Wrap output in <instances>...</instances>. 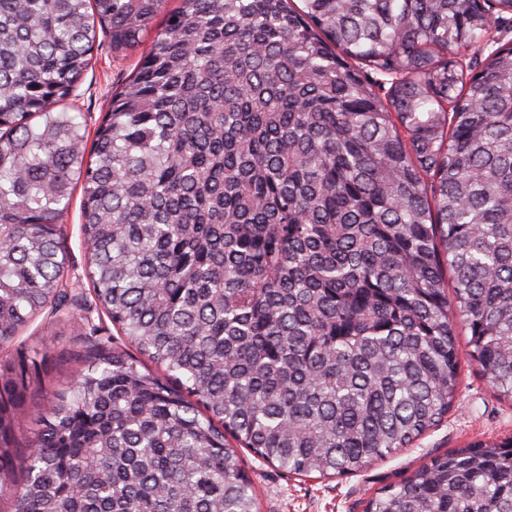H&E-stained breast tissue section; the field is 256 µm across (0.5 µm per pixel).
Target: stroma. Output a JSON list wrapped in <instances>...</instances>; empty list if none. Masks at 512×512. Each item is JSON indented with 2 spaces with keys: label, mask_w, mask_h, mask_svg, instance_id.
<instances>
[{
  "label": "stroma",
  "mask_w": 512,
  "mask_h": 512,
  "mask_svg": "<svg viewBox=\"0 0 512 512\" xmlns=\"http://www.w3.org/2000/svg\"><path fill=\"white\" fill-rule=\"evenodd\" d=\"M139 59L136 52L117 57L107 46L94 48L91 65L78 90V104L88 115L89 130H96L102 122L113 86L121 84L134 71ZM81 199V193H74L63 220L67 232L64 245L78 279L77 284L68 286L70 300L64 307L73 323L65 327L48 317L38 320L28 330L33 339L45 340L46 352L51 356L62 348L84 350V339L79 335L82 323L103 327L109 335L114 332L108 318L92 304V287L85 275V248L79 230ZM510 435L512 399L500 395L477 367L465 360L461 363L459 392L448 416L413 447L376 461L362 472L335 479L299 477L261 461L252 452L241 451L240 457L254 483L259 512H365L372 497L383 488L399 483L421 464L426 454Z\"/></svg>",
  "instance_id": "obj_1"
}]
</instances>
